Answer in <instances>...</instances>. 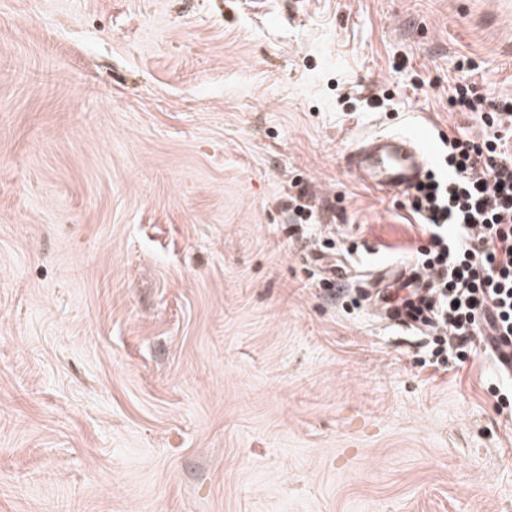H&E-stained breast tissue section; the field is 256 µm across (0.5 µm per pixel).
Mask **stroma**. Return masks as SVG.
I'll use <instances>...</instances> for the list:
<instances>
[{"label": "stroma", "mask_w": 512, "mask_h": 512, "mask_svg": "<svg viewBox=\"0 0 512 512\" xmlns=\"http://www.w3.org/2000/svg\"><path fill=\"white\" fill-rule=\"evenodd\" d=\"M472 82L512 0H0V512H512V377L373 310L428 239L345 163Z\"/></svg>", "instance_id": "obj_1"}]
</instances>
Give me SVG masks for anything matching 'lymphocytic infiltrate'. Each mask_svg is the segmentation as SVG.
<instances>
[{"label": "lymphocytic infiltrate", "mask_w": 512, "mask_h": 512, "mask_svg": "<svg viewBox=\"0 0 512 512\" xmlns=\"http://www.w3.org/2000/svg\"><path fill=\"white\" fill-rule=\"evenodd\" d=\"M452 111L477 114L480 136L449 135L445 166L411 195L410 210L429 246L419 265L432 279L436 331L466 343L512 337V101L487 104L472 88L456 89Z\"/></svg>", "instance_id": "1"}]
</instances>
